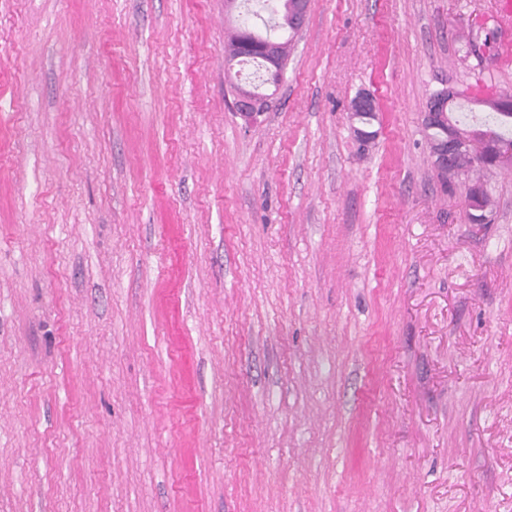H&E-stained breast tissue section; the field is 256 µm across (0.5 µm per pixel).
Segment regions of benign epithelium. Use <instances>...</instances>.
<instances>
[{"mask_svg":"<svg viewBox=\"0 0 512 512\" xmlns=\"http://www.w3.org/2000/svg\"><path fill=\"white\" fill-rule=\"evenodd\" d=\"M309 10L310 0H292L290 13L294 24L304 27ZM269 103L270 100L259 99L252 91L242 89L237 93L236 109L245 124L251 125L257 122ZM422 125L442 128L444 136L433 143L432 158L436 170L444 177L455 173L454 158L462 153L487 155L496 165L512 163V144L484 135H465L447 120V113L434 111L431 104L422 114Z\"/></svg>","mask_w":512,"mask_h":512,"instance_id":"7a95c632","label":"benign epithelium"}]
</instances>
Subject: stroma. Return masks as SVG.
Wrapping results in <instances>:
<instances>
[{
  "instance_id": "obj_1",
  "label": "stroma",
  "mask_w": 512,
  "mask_h": 512,
  "mask_svg": "<svg viewBox=\"0 0 512 512\" xmlns=\"http://www.w3.org/2000/svg\"><path fill=\"white\" fill-rule=\"evenodd\" d=\"M494 2L311 0L247 125L224 0H0V512H512V166L421 126ZM264 76L265 78L262 80V82L258 85L252 86L251 89L259 95H272L276 89H274V91L270 94L266 93L265 91L267 86H273L275 88V80L271 85H268L266 84L268 81L267 75L264 74ZM252 91L242 89L237 93L236 109L238 112L236 113L244 120L245 124L247 125H251L257 122L258 118L264 113V110L270 103L271 99V97L268 99H259L254 96Z\"/></svg>"
}]
</instances>
